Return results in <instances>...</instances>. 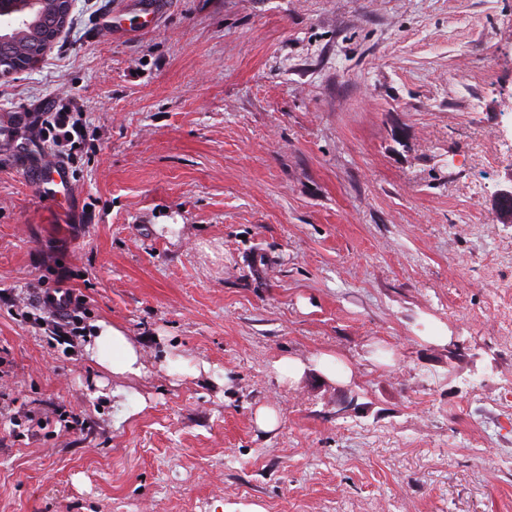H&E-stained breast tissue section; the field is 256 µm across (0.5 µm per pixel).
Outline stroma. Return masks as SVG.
<instances>
[{"label": "stroma", "mask_w": 512, "mask_h": 512, "mask_svg": "<svg viewBox=\"0 0 512 512\" xmlns=\"http://www.w3.org/2000/svg\"><path fill=\"white\" fill-rule=\"evenodd\" d=\"M136 2L0 79V512H512V0ZM58 103L92 139L47 198ZM322 353L351 378L279 381ZM54 177L61 183H67L68 172L58 163H45L27 171L28 181L36 187L43 185L50 178L54 181ZM42 304L46 325L51 327L50 333L56 336L58 341L71 344L73 337L80 335V320L77 318L81 302L73 295L72 291L56 288L53 291H45L42 296ZM62 312V313H61ZM94 326L96 335H89L84 347L90 359L112 374L140 375L144 368L140 347L119 327L104 322Z\"/></svg>", "instance_id": "stroma-1"}]
</instances>
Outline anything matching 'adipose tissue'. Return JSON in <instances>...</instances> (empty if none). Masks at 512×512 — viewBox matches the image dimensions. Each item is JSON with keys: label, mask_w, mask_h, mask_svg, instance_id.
Here are the masks:
<instances>
[{"label": "adipose tissue", "mask_w": 512, "mask_h": 512, "mask_svg": "<svg viewBox=\"0 0 512 512\" xmlns=\"http://www.w3.org/2000/svg\"><path fill=\"white\" fill-rule=\"evenodd\" d=\"M85 352L91 360L116 375H138L144 368L139 346L122 329L103 322L97 323Z\"/></svg>", "instance_id": "ef3b65f1"}]
</instances>
